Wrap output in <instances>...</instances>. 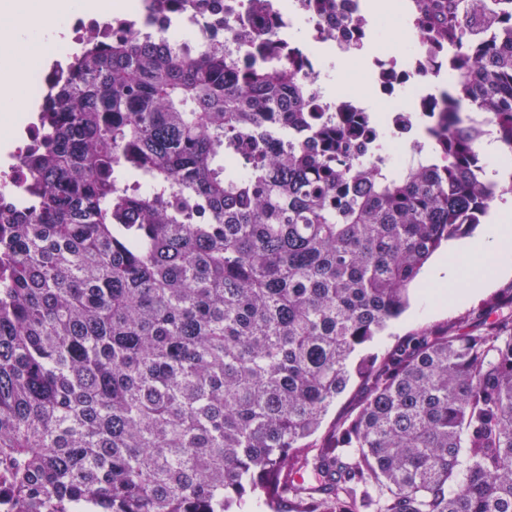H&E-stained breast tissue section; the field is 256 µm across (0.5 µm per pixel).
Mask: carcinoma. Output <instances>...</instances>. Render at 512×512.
Listing matches in <instances>:
<instances>
[{
    "label": "carcinoma",
    "mask_w": 512,
    "mask_h": 512,
    "mask_svg": "<svg viewBox=\"0 0 512 512\" xmlns=\"http://www.w3.org/2000/svg\"><path fill=\"white\" fill-rule=\"evenodd\" d=\"M494 1L478 47L459 0L408 2L457 76L405 169L272 53L75 56L0 215L4 512H512V297L370 351L512 196L478 152L512 153V0H466Z\"/></svg>",
    "instance_id": "cac0c4a2"
}]
</instances>
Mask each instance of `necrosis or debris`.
<instances>
[{
    "label": "necrosis or debris",
    "mask_w": 512,
    "mask_h": 512,
    "mask_svg": "<svg viewBox=\"0 0 512 512\" xmlns=\"http://www.w3.org/2000/svg\"><path fill=\"white\" fill-rule=\"evenodd\" d=\"M259 10L264 11L274 34L278 59L286 63L300 59V77L316 92L326 112L336 116L349 110L368 111L366 100L345 88L332 91L326 86L330 69L328 58L335 54L341 43L364 47L370 42H378L374 20L366 12L362 0H336L334 15L345 14L351 18L348 25L340 28L335 27L332 20H322L312 9L310 0H224L223 21L192 14L181 29L196 45L223 44L225 55L239 65L248 59L239 33L250 25ZM176 11L172 0H136L134 9H115L102 16L67 13L64 22L69 38L58 47L50 64L27 70V98L43 104L49 101L52 89L69 70L75 47L108 45L113 32L134 27H145L155 34L169 33L170 17ZM379 44L377 53L367 64L368 83L373 93L387 100L413 95L418 109L414 112L391 110L385 117L374 118L363 156L368 160L390 161L403 168L415 160L409 146L432 123L437 96L433 86L420 80L426 58L414 37ZM41 139L39 114L0 113V194H24L32 177L26 157ZM394 143L406 144V151L391 155L390 146Z\"/></svg>",
    "instance_id": "1"
}]
</instances>
